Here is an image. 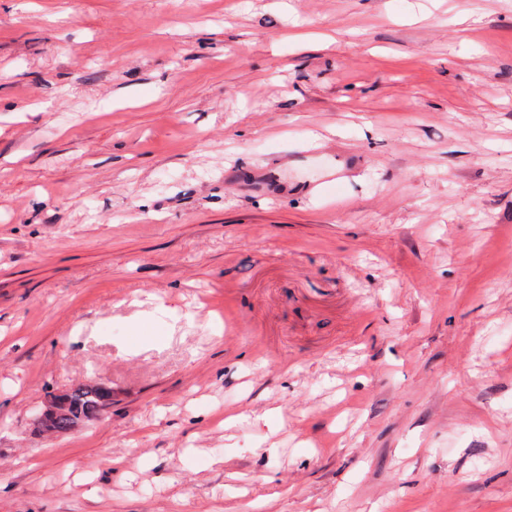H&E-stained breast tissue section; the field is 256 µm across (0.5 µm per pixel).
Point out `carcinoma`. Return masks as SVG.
<instances>
[{
  "label": "carcinoma",
  "instance_id": "1",
  "mask_svg": "<svg viewBox=\"0 0 512 512\" xmlns=\"http://www.w3.org/2000/svg\"><path fill=\"white\" fill-rule=\"evenodd\" d=\"M112 404V391L102 382L79 384L49 395L37 427L42 433H70L98 418Z\"/></svg>",
  "mask_w": 512,
  "mask_h": 512
}]
</instances>
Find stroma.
I'll list each match as a JSON object with an SVG mask.
<instances>
[{"label": "stroma", "instance_id": "obj_1", "mask_svg": "<svg viewBox=\"0 0 512 512\" xmlns=\"http://www.w3.org/2000/svg\"><path fill=\"white\" fill-rule=\"evenodd\" d=\"M0 512H512V0H0ZM112 404V391L102 382L79 384L49 395L37 427L42 433H70L98 418Z\"/></svg>", "mask_w": 512, "mask_h": 512}]
</instances>
